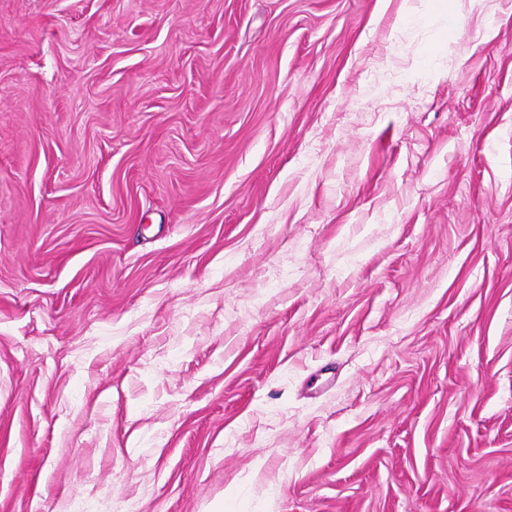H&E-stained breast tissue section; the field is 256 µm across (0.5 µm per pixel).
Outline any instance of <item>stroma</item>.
Instances as JSON below:
<instances>
[{"label": "stroma", "instance_id": "obj_1", "mask_svg": "<svg viewBox=\"0 0 512 512\" xmlns=\"http://www.w3.org/2000/svg\"><path fill=\"white\" fill-rule=\"evenodd\" d=\"M0 512H512V0H0Z\"/></svg>", "mask_w": 512, "mask_h": 512}]
</instances>
